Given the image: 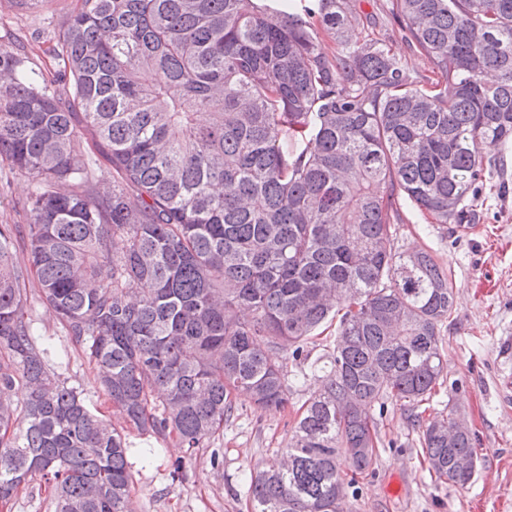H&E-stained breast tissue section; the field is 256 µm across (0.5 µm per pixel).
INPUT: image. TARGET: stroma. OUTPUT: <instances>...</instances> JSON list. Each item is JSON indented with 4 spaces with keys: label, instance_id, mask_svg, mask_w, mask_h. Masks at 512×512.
I'll return each mask as SVG.
<instances>
[{
    "label": "stroma",
    "instance_id": "1",
    "mask_svg": "<svg viewBox=\"0 0 512 512\" xmlns=\"http://www.w3.org/2000/svg\"><path fill=\"white\" fill-rule=\"evenodd\" d=\"M358 16L370 18V36L385 40L413 76L428 65L413 51L392 19L387 0H348ZM77 0H42L20 10L0 0V48L23 42L29 65L53 75L52 48L60 25ZM512 186V151L494 172L491 191L482 195L471 228L435 224L403 203L396 225V250L433 252L452 277L454 305L441 328L443 373L435 393L423 402L422 416L395 398L369 413L381 441L369 475L349 501L350 512H512V189L501 195L500 182ZM29 183L0 167V224L26 221ZM27 311L37 331L66 351L60 369L69 384L83 389L88 403L114 425L122 420L99 391L92 364L71 342L55 314L43 303L36 280L27 283ZM336 345V330L314 334L300 357L277 352L285 366L288 404L281 410L256 409L248 395L235 393V410L200 448L186 452L175 438L131 433L130 499L135 512H249V476L272 461L294 434L305 403L323 384L322 368ZM456 410L475 436L480 465L466 486L437 480L428 470L419 443V419ZM154 449L150 460L140 451Z\"/></svg>",
    "mask_w": 512,
    "mask_h": 512
}]
</instances>
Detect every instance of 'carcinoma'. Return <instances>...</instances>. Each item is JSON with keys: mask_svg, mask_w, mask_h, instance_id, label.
Wrapping results in <instances>:
<instances>
[{"mask_svg": "<svg viewBox=\"0 0 512 512\" xmlns=\"http://www.w3.org/2000/svg\"><path fill=\"white\" fill-rule=\"evenodd\" d=\"M389 12L439 80H414L344 0H80L53 78L0 49V165L31 186L27 223L0 224V391L24 395L0 398L1 504L39 480L54 512H130L129 443L35 337L31 266L125 422L190 450L234 390L285 408L263 345L297 358L336 322L322 389L249 490L251 512H343L378 454L368 407L416 406L443 372L453 287L430 251L394 249L400 200L472 224L496 166L483 145L512 150V0ZM454 422L420 444L464 486L480 458Z\"/></svg>", "mask_w": 512, "mask_h": 512, "instance_id": "1", "label": "carcinoma"}]
</instances>
